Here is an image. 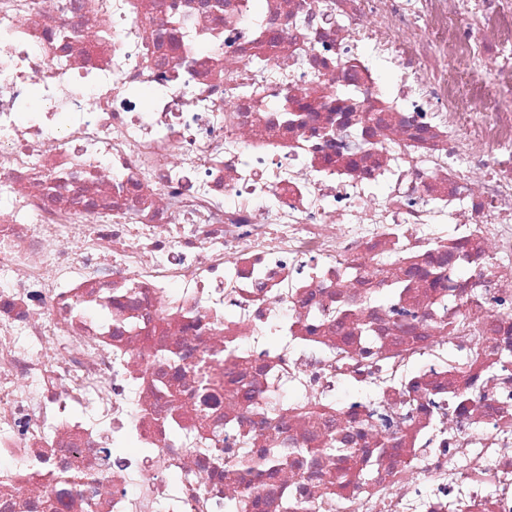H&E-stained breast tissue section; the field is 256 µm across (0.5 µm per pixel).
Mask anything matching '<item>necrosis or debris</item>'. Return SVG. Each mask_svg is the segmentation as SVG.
<instances>
[{
	"instance_id": "1",
	"label": "necrosis or debris",
	"mask_w": 512,
	"mask_h": 512,
	"mask_svg": "<svg viewBox=\"0 0 512 512\" xmlns=\"http://www.w3.org/2000/svg\"><path fill=\"white\" fill-rule=\"evenodd\" d=\"M500 81L512 0H0V512H512Z\"/></svg>"
}]
</instances>
